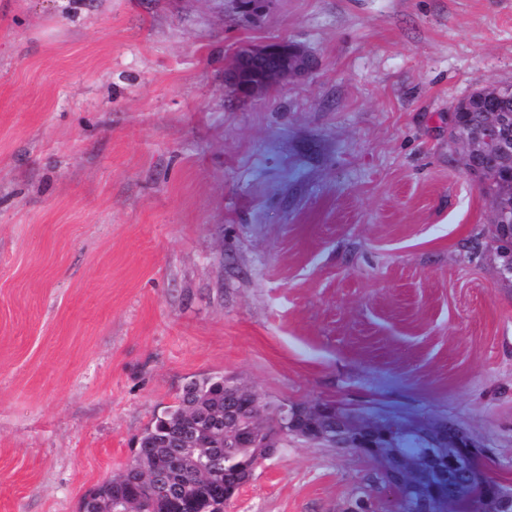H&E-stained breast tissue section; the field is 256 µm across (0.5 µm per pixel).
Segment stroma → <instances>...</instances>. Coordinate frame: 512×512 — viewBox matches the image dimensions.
<instances>
[{"label":"stroma","mask_w":512,"mask_h":512,"mask_svg":"<svg viewBox=\"0 0 512 512\" xmlns=\"http://www.w3.org/2000/svg\"><path fill=\"white\" fill-rule=\"evenodd\" d=\"M307 75L249 99L239 48ZM512 0H0V512H79L193 376L448 420L512 480V284L448 142ZM289 440L226 512H338ZM310 68L309 57L300 46L275 41L249 46L225 72L224 81L245 98L281 83L286 77L308 72Z\"/></svg>","instance_id":"stroma-1"}]
</instances>
